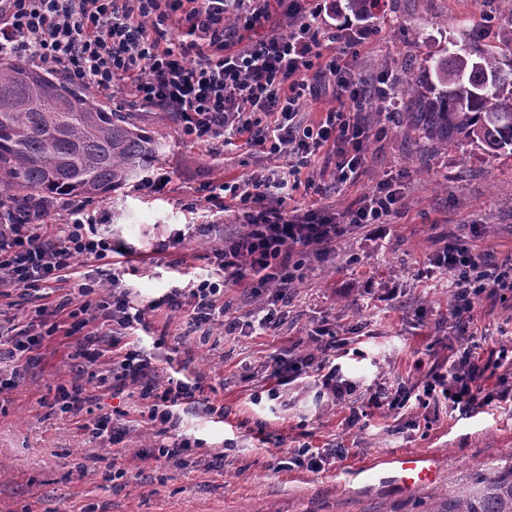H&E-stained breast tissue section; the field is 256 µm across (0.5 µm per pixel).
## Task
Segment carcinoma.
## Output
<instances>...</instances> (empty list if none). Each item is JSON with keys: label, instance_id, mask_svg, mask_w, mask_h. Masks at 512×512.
Wrapping results in <instances>:
<instances>
[{"label": "carcinoma", "instance_id": "obj_1", "mask_svg": "<svg viewBox=\"0 0 512 512\" xmlns=\"http://www.w3.org/2000/svg\"><path fill=\"white\" fill-rule=\"evenodd\" d=\"M375 0H345L356 19ZM407 82L399 123L437 151L468 143L512 157V25L434 66L437 82ZM163 143L129 115L110 112L83 84L0 56V197L24 208L51 199L102 197L154 167ZM476 471L441 512H512V453Z\"/></svg>", "mask_w": 512, "mask_h": 512}]
</instances>
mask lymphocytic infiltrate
I'll return each mask as SVG.
<instances>
[{
  "mask_svg": "<svg viewBox=\"0 0 512 512\" xmlns=\"http://www.w3.org/2000/svg\"><path fill=\"white\" fill-rule=\"evenodd\" d=\"M324 11L325 0H0V56L59 65L71 81L129 94L176 116L195 144L245 134L251 143L284 155L280 171L212 186L209 202L222 213L234 210L243 230L214 245L213 272L167 293L168 304H187L190 328L218 323L225 287L243 282L265 294L262 316L255 322L229 319L225 332L243 336L279 325L283 288L296 279L309 253L329 252L348 227L388 224L399 212L403 193L391 180L342 213L313 204L284 205L290 188L300 186L303 168L324 146L336 156L337 185L356 182L371 138L360 116L367 94H374L384 111L397 105L389 75H380L371 89L356 76L347 49L335 45L336 32L320 25ZM329 85L337 107L321 123L303 124L302 102L320 98ZM44 218L41 211L17 217L10 201L0 198V287L38 293L41 323L70 320V331L78 336L69 353L75 374L58 387L59 412L109 448L116 479L126 474L125 437L139 424L156 438L152 450L139 451L141 460L194 455L200 443L178 434L176 408L189 403L199 385L180 381L162 388L152 382L150 355L125 336L126 329L144 322L146 310L120 288L118 276L84 285L77 303L56 294L59 284L76 274L78 260L105 261L120 245L99 235L81 206L66 205L63 223L53 232ZM432 263L454 275L452 318L460 334L470 329L477 297L512 295V262L482 268L467 239L448 243ZM9 343L0 351V360L9 362L8 370L0 369V391L11 388L21 368L35 359L43 336L23 329ZM97 357L105 358L104 367L93 368ZM305 368L321 374L335 398L346 393L335 369L311 356L272 358L265 378L280 384ZM493 368L498 376L491 391L486 383ZM87 373L98 388L133 389L134 409L94 412L95 396L82 382ZM426 392L464 414L494 401L512 402V355L502 349L489 362L469 348L459 349Z\"/></svg>",
  "mask_w": 512,
  "mask_h": 512,
  "instance_id": "1",
  "label": "lymphocytic infiltrate"
}]
</instances>
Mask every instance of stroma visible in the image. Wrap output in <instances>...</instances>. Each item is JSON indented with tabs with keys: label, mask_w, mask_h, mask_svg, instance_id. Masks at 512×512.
Masks as SVG:
<instances>
[{
	"label": "stroma",
	"mask_w": 512,
	"mask_h": 512,
	"mask_svg": "<svg viewBox=\"0 0 512 512\" xmlns=\"http://www.w3.org/2000/svg\"><path fill=\"white\" fill-rule=\"evenodd\" d=\"M510 23L512 0H380L342 38L369 32L370 49L353 61L356 74L390 73L398 90L422 64L492 41ZM99 100L131 113L165 142L155 170L170 176L166 192H156L143 175L85 207L131 251L120 268L122 287L140 304H161L147 314V328L133 330L156 344L155 383L166 384L174 363L199 373L205 401L180 410L179 430L216 459L134 458L123 479L111 480L104 450L52 407L57 386L71 377L73 339L60 330L16 385L0 392V512H430L512 450V409L493 404L461 418L442 403L367 404L377 388H409L449 368L461 342L450 317L452 293L438 287L441 272L430 259L459 236L470 237L475 252L512 257V158L495 159L473 145L433 150L425 139L407 136L396 113L376 111L368 100L363 117L384 133L370 140L359 179L336 189L334 167L321 155L309 172L323 187L320 205L340 213L380 181L400 178L401 212L373 231L350 230L325 256H310L288 290L277 329L234 338L205 325L191 333L186 307L163 298L211 270L212 242L189 237L161 254L158 243L188 224L239 234L235 217L211 210L209 187L270 173L284 158L239 139L207 150L185 137L172 116L125 94L103 93ZM35 316L34 300L20 290L0 296V336L14 335ZM472 333L485 353L512 343V298L477 299ZM329 340L338 343L331 359L336 373L350 385L342 400L328 395L312 372L276 388L264 380L269 356L316 355ZM209 401L223 404V415L208 413ZM305 444L320 450L319 470L276 469L277 459ZM416 451L439 459L433 485L367 488L349 478L370 459Z\"/></svg>",
	"instance_id": "obj_1"
}]
</instances>
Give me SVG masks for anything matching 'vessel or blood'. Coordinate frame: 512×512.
<instances>
[{
	"mask_svg": "<svg viewBox=\"0 0 512 512\" xmlns=\"http://www.w3.org/2000/svg\"><path fill=\"white\" fill-rule=\"evenodd\" d=\"M439 472L437 459L428 453H405L371 459L354 475L372 484L392 483L408 490L434 483Z\"/></svg>",
	"mask_w": 512,
	"mask_h": 512,
	"instance_id": "obj_1",
	"label": "vessel or blood"
}]
</instances>
